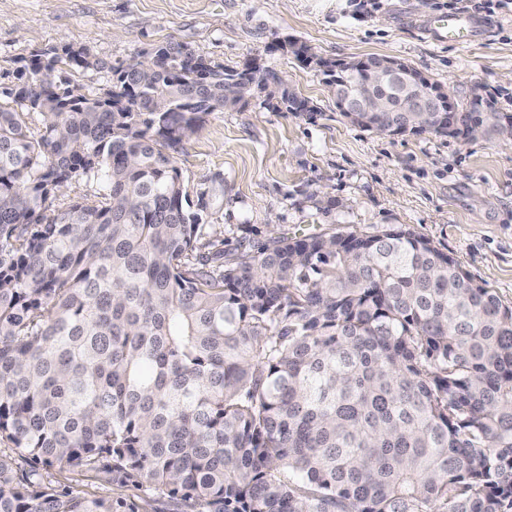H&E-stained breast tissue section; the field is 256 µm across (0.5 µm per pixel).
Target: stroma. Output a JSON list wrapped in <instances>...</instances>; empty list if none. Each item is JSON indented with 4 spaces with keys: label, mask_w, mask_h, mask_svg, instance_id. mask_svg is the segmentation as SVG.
I'll return each mask as SVG.
<instances>
[{
    "label": "stroma",
    "mask_w": 512,
    "mask_h": 512,
    "mask_svg": "<svg viewBox=\"0 0 512 512\" xmlns=\"http://www.w3.org/2000/svg\"><path fill=\"white\" fill-rule=\"evenodd\" d=\"M462 0H0V93L29 80L33 59L87 49L94 67L71 86L99 95L112 71L156 45L204 55L213 66L256 60L311 111L276 112L260 100L214 112L170 149L188 204L210 243L233 260L271 238L375 233L403 224L457 258L474 281L512 303V140L460 142L387 136L351 125L314 66L273 50L291 39L319 57L394 56L460 103L474 92L512 114V0L481 14L475 42L439 44L422 27ZM340 204L335 212L315 199Z\"/></svg>",
    "instance_id": "stroma-1"
}]
</instances>
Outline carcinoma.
<instances>
[{"label":"carcinoma","instance_id":"1","mask_svg":"<svg viewBox=\"0 0 512 512\" xmlns=\"http://www.w3.org/2000/svg\"><path fill=\"white\" fill-rule=\"evenodd\" d=\"M308 50L363 97L357 61ZM154 52L87 96L67 48L0 103V512H140L58 479L87 472L187 512H512V305L403 224L201 254L168 150L251 98L313 108Z\"/></svg>","mask_w":512,"mask_h":512}]
</instances>
